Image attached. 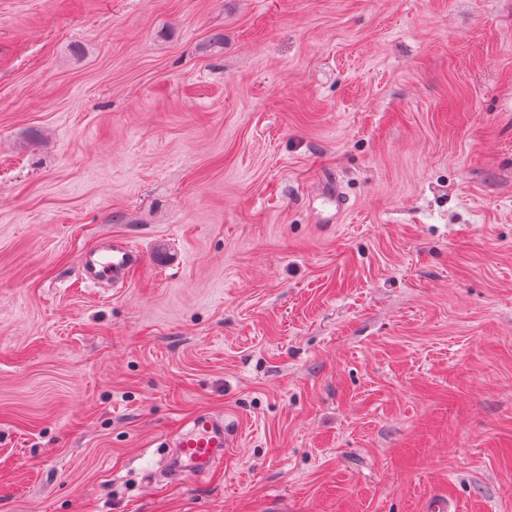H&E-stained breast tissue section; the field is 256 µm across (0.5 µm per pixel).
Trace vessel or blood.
Returning <instances> with one entry per match:
<instances>
[{"instance_id":"obj_1","label":"vessel or blood","mask_w":512,"mask_h":512,"mask_svg":"<svg viewBox=\"0 0 512 512\" xmlns=\"http://www.w3.org/2000/svg\"><path fill=\"white\" fill-rule=\"evenodd\" d=\"M145 257L123 237H106L91 249L82 251L78 268L82 280L95 287L109 282L119 284L143 266ZM233 440V431L223 415L200 410L176 431L167 463L168 479L204 477L222 464Z\"/></svg>"}]
</instances>
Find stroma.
<instances>
[{
    "label": "stroma",
    "mask_w": 512,
    "mask_h": 512,
    "mask_svg": "<svg viewBox=\"0 0 512 512\" xmlns=\"http://www.w3.org/2000/svg\"><path fill=\"white\" fill-rule=\"evenodd\" d=\"M448 494L512 512V0H0V512ZM144 262V254L126 238L112 236L101 239L94 248L82 251L78 268L82 280L95 287L111 281L112 285L126 282ZM233 440L231 426L224 416L200 410L184 421L176 431L166 463L168 479L186 476L204 477L224 461Z\"/></svg>",
    "instance_id": "35a3bbf8"
}]
</instances>
